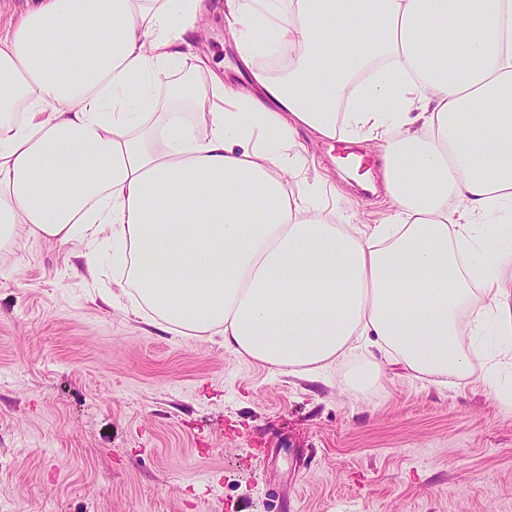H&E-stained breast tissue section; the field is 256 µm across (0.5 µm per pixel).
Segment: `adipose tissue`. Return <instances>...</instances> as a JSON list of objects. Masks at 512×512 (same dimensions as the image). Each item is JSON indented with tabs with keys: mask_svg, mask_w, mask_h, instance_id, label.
<instances>
[{
	"mask_svg": "<svg viewBox=\"0 0 512 512\" xmlns=\"http://www.w3.org/2000/svg\"><path fill=\"white\" fill-rule=\"evenodd\" d=\"M248 86L184 48L204 0H30L0 25V246L112 242V281L181 336L282 374L385 363L448 386L487 355L512 411V0H227ZM287 55L285 74L267 59ZM376 142L358 226L299 139ZM469 342H462V330Z\"/></svg>",
	"mask_w": 512,
	"mask_h": 512,
	"instance_id": "ef3b65f1",
	"label": "adipose tissue"
}]
</instances>
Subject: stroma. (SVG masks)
<instances>
[{
  "label": "stroma",
  "mask_w": 512,
  "mask_h": 512,
  "mask_svg": "<svg viewBox=\"0 0 512 512\" xmlns=\"http://www.w3.org/2000/svg\"><path fill=\"white\" fill-rule=\"evenodd\" d=\"M192 40L217 74L237 48L224 0ZM338 207L371 224L389 203L314 143ZM85 247L0 248V512H512V412L472 376L439 387L386 366L345 389L175 336L117 299Z\"/></svg>",
  "instance_id": "stroma-1"
}]
</instances>
